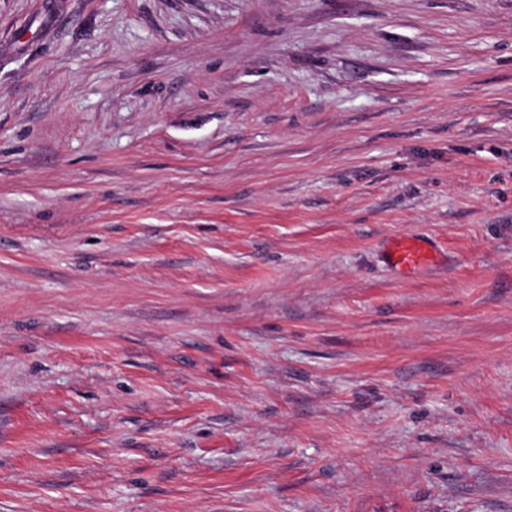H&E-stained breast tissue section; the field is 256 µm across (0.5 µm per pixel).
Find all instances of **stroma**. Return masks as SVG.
<instances>
[{
  "label": "stroma",
  "mask_w": 512,
  "mask_h": 512,
  "mask_svg": "<svg viewBox=\"0 0 512 512\" xmlns=\"http://www.w3.org/2000/svg\"><path fill=\"white\" fill-rule=\"evenodd\" d=\"M0 512H512V0H0ZM434 255L425 239L406 234L399 236L390 250V261L400 268L412 269L433 262Z\"/></svg>",
  "instance_id": "35a3bbf8"
}]
</instances>
